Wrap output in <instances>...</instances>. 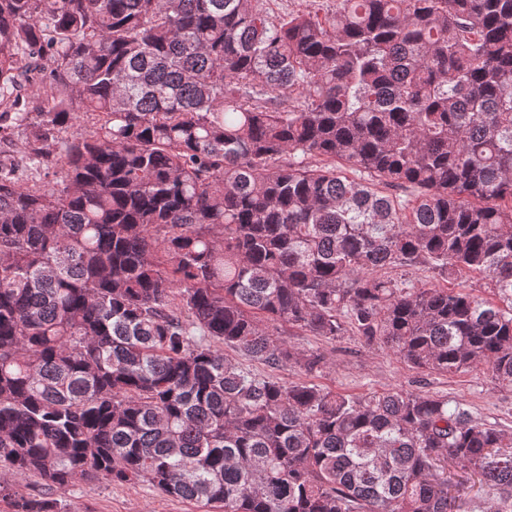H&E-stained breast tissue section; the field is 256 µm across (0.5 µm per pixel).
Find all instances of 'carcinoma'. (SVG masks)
<instances>
[{"label":"carcinoma","instance_id":"carcinoma-1","mask_svg":"<svg viewBox=\"0 0 512 512\" xmlns=\"http://www.w3.org/2000/svg\"><path fill=\"white\" fill-rule=\"evenodd\" d=\"M16 137L52 182L24 184ZM418 266L436 283L392 275ZM285 325L512 389V0H0V473L220 512H512V433L462 403L224 357L322 369Z\"/></svg>","mask_w":512,"mask_h":512}]
</instances>
